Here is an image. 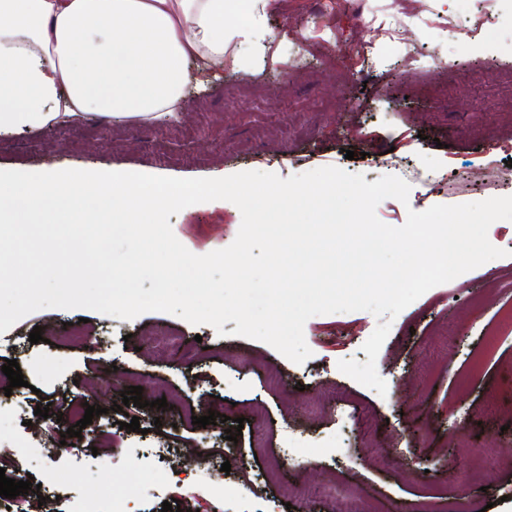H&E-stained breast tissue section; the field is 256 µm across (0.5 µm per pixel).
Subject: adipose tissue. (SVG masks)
<instances>
[{"label": "adipose tissue", "instance_id": "obj_1", "mask_svg": "<svg viewBox=\"0 0 512 512\" xmlns=\"http://www.w3.org/2000/svg\"><path fill=\"white\" fill-rule=\"evenodd\" d=\"M233 13L252 25L253 0H0V134L61 117L168 118L188 70L207 84L232 53Z\"/></svg>", "mask_w": 512, "mask_h": 512}]
</instances>
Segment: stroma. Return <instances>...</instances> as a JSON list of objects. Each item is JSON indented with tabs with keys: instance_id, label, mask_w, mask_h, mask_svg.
<instances>
[{
	"instance_id": "stroma-1",
	"label": "stroma",
	"mask_w": 512,
	"mask_h": 512,
	"mask_svg": "<svg viewBox=\"0 0 512 512\" xmlns=\"http://www.w3.org/2000/svg\"><path fill=\"white\" fill-rule=\"evenodd\" d=\"M312 0H255L257 22L235 25L244 64L215 63L218 80L188 82L182 112L163 124L134 117L58 120L42 130L0 135L4 168L108 166L175 178H213L257 170L281 178L336 166L372 183L395 175L411 186L408 202L383 200L380 221L401 226L408 210L512 195V95L474 79L484 56L498 52L512 70V0H493L492 23L475 27L469 0H361L362 19L344 9L314 15ZM417 14L424 22L405 48L373 41L368 20ZM271 42L273 58L254 57ZM372 42L368 58L337 60L336 45ZM453 64L448 88L431 91L429 56ZM263 83L276 101L238 95L233 85ZM361 106H347L349 97ZM354 159H346V151ZM448 168L446 180H432ZM231 202L198 203L170 216L177 239L204 255L229 246L241 225ZM504 258L433 287L405 308L376 360L386 396L341 373L338 361L366 362L362 345L378 320L370 312L316 315L304 326L312 355L295 364L270 345L180 317L147 312L121 320L85 309H43L0 334V361L17 360L25 386L0 373V468L6 477H33L40 498L0 496V512H99L106 501L125 512H161L177 500L182 512H205L209 493L229 492L232 512H339L359 496L364 512L377 507L444 503L447 481L493 449L512 451V221L488 230ZM480 315H472L473 306ZM82 340L59 345L65 323ZM41 327L43 340L29 334ZM168 339L201 337L203 351L167 362ZM281 372L270 384L265 365ZM114 374L115 392L91 391L93 376ZM142 387L147 407H122L121 391ZM166 398L168 405L155 407ZM101 406L72 444L71 407ZM48 406V417L35 415ZM223 414L204 427L184 420ZM138 417L140 431L120 425ZM243 418L238 441L226 440ZM306 439L305 463L288 459V440ZM198 454L196 467L179 456ZM230 463L223 473L222 463ZM310 484L313 502L293 486ZM461 512H512V469L484 472L459 495Z\"/></svg>"
}]
</instances>
